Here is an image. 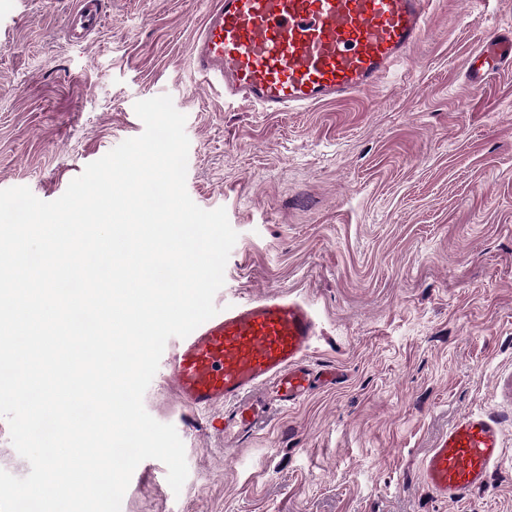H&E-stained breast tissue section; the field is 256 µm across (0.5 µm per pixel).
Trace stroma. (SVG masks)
Here are the masks:
<instances>
[{
    "label": "stroma",
    "instance_id": "obj_1",
    "mask_svg": "<svg viewBox=\"0 0 512 512\" xmlns=\"http://www.w3.org/2000/svg\"><path fill=\"white\" fill-rule=\"evenodd\" d=\"M75 0H0V189L58 199L144 125L136 101L186 115V189L238 239L217 308L288 294L318 331L307 354L339 381L225 444L223 407H184L165 368L143 396L185 446L135 469L121 512H512V68L471 54L512 35V0H438L399 76L299 112L228 106L192 75L208 0H106L69 40ZM500 416L485 487L436 499L419 461L463 413ZM104 0H76L75 7L67 16L66 29L73 42H83L97 33L103 23Z\"/></svg>",
    "mask_w": 512,
    "mask_h": 512
}]
</instances>
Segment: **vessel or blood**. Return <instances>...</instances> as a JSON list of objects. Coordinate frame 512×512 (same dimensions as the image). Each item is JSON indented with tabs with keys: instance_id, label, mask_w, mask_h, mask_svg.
<instances>
[{
	"instance_id": "vessel-or-blood-1",
	"label": "vessel or blood",
	"mask_w": 512,
	"mask_h": 512,
	"mask_svg": "<svg viewBox=\"0 0 512 512\" xmlns=\"http://www.w3.org/2000/svg\"><path fill=\"white\" fill-rule=\"evenodd\" d=\"M435 0H212L189 44L195 74L228 104L284 112L351 97L392 76L422 40ZM104 0H75L71 41L97 33ZM512 65V37L492 40L469 70L488 78ZM317 332L306 304L284 295L225 307L179 339L172 362L178 395L194 408L224 409L225 441L266 426L273 409L335 383V369L305 357ZM501 429L484 412L458 417L422 457L425 485L453 501L484 486L501 461Z\"/></svg>"
}]
</instances>
